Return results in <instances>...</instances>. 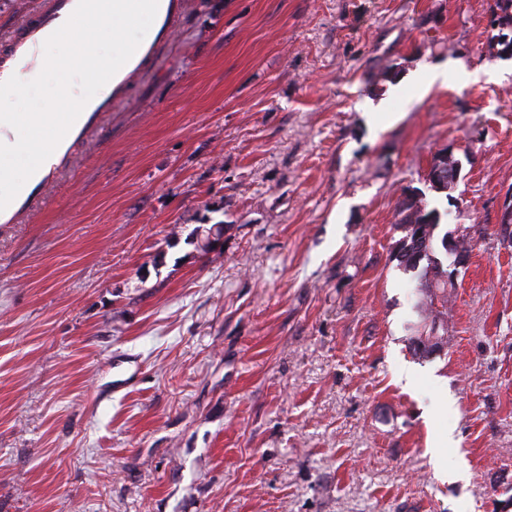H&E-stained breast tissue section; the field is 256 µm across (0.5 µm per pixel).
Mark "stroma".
<instances>
[{
	"label": "stroma",
	"mask_w": 512,
	"mask_h": 512,
	"mask_svg": "<svg viewBox=\"0 0 512 512\" xmlns=\"http://www.w3.org/2000/svg\"><path fill=\"white\" fill-rule=\"evenodd\" d=\"M50 2L0 0V52ZM491 3L181 0L0 222V512H512V59ZM435 67L447 84L419 95ZM411 189L435 239L473 242L425 358L396 258ZM180 9V3L178 0H169L166 12L161 20L158 32L152 41V43L147 47L145 54H144V60L146 58H150L152 54L154 53L155 49L164 41H166L171 34L172 25L174 22V19L176 18L178 12ZM127 79V78H126ZM126 79L119 83L114 90H112V79L107 83L110 86V92L109 93H103L100 95L96 100L89 105L88 107L84 108L82 112H88L87 119L84 122V124L74 132L73 136L76 134L75 138L83 131V129L90 125L95 117L97 116L98 112H107L112 108V98L113 96H118L123 93L125 85H126ZM448 161L450 163L449 166ZM460 169V162L458 160L453 161L452 156H448V152L441 154L428 171V182L433 186L434 190L446 187L448 183L455 185L460 175Z\"/></svg>",
	"instance_id": "stroma-1"
}]
</instances>
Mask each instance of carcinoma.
<instances>
[{
	"mask_svg": "<svg viewBox=\"0 0 512 512\" xmlns=\"http://www.w3.org/2000/svg\"><path fill=\"white\" fill-rule=\"evenodd\" d=\"M427 208L421 198L405 204L400 211L399 227L404 236L399 243L397 260L405 270H415V257L422 254L427 261L415 288L416 306L421 316V331L412 340L414 353L422 357L448 345V337L441 333L448 320V271L440 268L434 256L435 224H417L413 216Z\"/></svg>",
	"mask_w": 512,
	"mask_h": 512,
	"instance_id": "obj_1",
	"label": "carcinoma"
}]
</instances>
